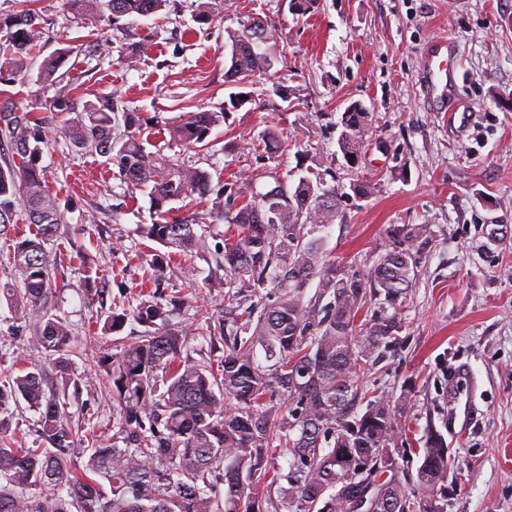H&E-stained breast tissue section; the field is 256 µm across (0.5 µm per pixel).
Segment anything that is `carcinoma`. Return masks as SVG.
Wrapping results in <instances>:
<instances>
[{
  "label": "carcinoma",
  "mask_w": 512,
  "mask_h": 512,
  "mask_svg": "<svg viewBox=\"0 0 512 512\" xmlns=\"http://www.w3.org/2000/svg\"><path fill=\"white\" fill-rule=\"evenodd\" d=\"M24 5L0 14V32L8 38L0 63V83H10L26 68V58L42 34V17ZM169 0H66L75 11L107 7L112 20L147 17L166 9ZM321 0H289V10L304 17ZM224 11V0H198L195 21ZM267 25L252 21L231 35L228 73L241 81L267 75L277 61L267 47ZM60 48L44 60L41 81L54 88L53 109L71 115L64 130L78 149H91L116 166L127 189L150 199L152 222L137 225L142 239L160 246L152 253L149 280H162L180 257L198 250L203 240L192 218L172 216L174 202L201 203L214 192L213 175L161 150L150 151L140 137V117L120 102L79 112L71 89L54 75L69 56ZM224 121V112L203 110L169 128L170 140L195 148ZM371 125L360 103L342 113L337 146L345 166L358 170ZM124 127L123 137L114 131ZM0 134L10 145L11 162L0 165V235L14 224L13 199H21L34 230L15 237L13 265L20 287L0 293L20 299L32 323L33 341L56 357L67 377L76 347L70 324L54 313L51 280L57 262L46 244L60 235L64 216L46 189L39 166L42 125L0 100ZM332 167L282 182L250 200L240 199L235 183L221 186L220 217L228 225L216 263L224 268V315L219 336L231 338L222 356L205 361L188 353L194 330L169 321L170 301L158 291L136 304L108 314L105 335L123 330L128 320L144 327L134 341L117 340L114 352L101 356L94 373H103L119 405L116 422L125 447L90 431H74L66 418V390L46 391L39 368L4 374L0 381V512H262L260 489L285 481L284 494L294 512H347L350 497L372 479L377 512H446L438 486L448 479V443L428 431L418 470L421 493L411 499L390 480L371 473L390 448L397 426L389 405L371 400L354 412L362 392L357 372L378 361L403 330L402 299L416 279L419 260L432 241L426 224H394V247L362 274H350L323 259L316 233L338 217L346 195L327 180ZM85 285L93 290V259L76 251ZM318 281L310 298L306 288ZM268 288L274 301L263 300ZM383 314L363 319L370 305ZM262 349L272 365L258 363ZM39 414V446L28 448L11 432L21 403ZM290 456L287 473L273 456Z\"/></svg>",
  "instance_id": "carcinoma-1"
}]
</instances>
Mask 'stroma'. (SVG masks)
Instances as JSON below:
<instances>
[{
    "instance_id": "1",
    "label": "stroma",
    "mask_w": 512,
    "mask_h": 512,
    "mask_svg": "<svg viewBox=\"0 0 512 512\" xmlns=\"http://www.w3.org/2000/svg\"><path fill=\"white\" fill-rule=\"evenodd\" d=\"M44 30L30 51L26 72L9 88L18 111L42 118L46 132L40 165L46 186L64 214L61 235L48 246L57 259L56 308L80 343L72 376L111 352L98 333L97 316L122 309L143 288L144 266L129 262L138 248V225L150 220V199L132 193L118 169L92 150H73L62 128L67 116L51 105L52 89L38 79L56 49L71 53L56 77L74 90L76 105L118 100L138 112L142 135L166 155L237 178L246 195L266 192L275 176L296 184L300 165H313L315 148L337 149L327 124L338 123L354 102L372 115L357 175L369 197L341 199L339 215L322 232L324 254L341 269L361 271L392 249L394 224H426L433 241L402 305L405 327L385 360L366 366L355 383L382 397L394 411V475L407 495H417V471L429 430L448 431V377L468 365L475 379L471 420L449 442L444 492L447 512H512V239L489 240L495 224L512 225V0H322L303 18L288 0H224V12L196 23L192 0H173L169 11L112 21L77 13L65 0H34ZM262 19L269 46L282 57L271 77L247 87L228 82V36ZM451 38L460 62L456 97L471 113L456 131L447 113L431 111L421 86L422 52L435 38ZM144 53L124 62L129 44ZM286 96L276 94V87ZM249 99L215 127L203 151L179 149L168 130L188 115L219 111L230 94ZM287 134L274 153L257 150L268 128ZM202 251L186 257L195 272L187 285L172 269L166 294L203 290L204 310L189 306L174 324L191 325V354L210 351L208 321L224 305V272L215 249L225 224L216 206L198 208ZM85 247L98 273V294L70 255ZM22 306L0 301V372L37 366L47 386H61L54 360L30 336ZM73 428L112 436L119 407L105 378L68 398Z\"/></svg>"
}]
</instances>
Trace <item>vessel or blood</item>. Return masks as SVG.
<instances>
[{
	"mask_svg": "<svg viewBox=\"0 0 512 512\" xmlns=\"http://www.w3.org/2000/svg\"><path fill=\"white\" fill-rule=\"evenodd\" d=\"M422 62V86L426 98L433 104L447 105L450 119L467 123L470 113L455 98L459 60L453 41L445 36L431 41L423 50ZM470 409L467 374L461 369L449 387L448 417L454 420L468 416Z\"/></svg>",
	"mask_w": 512,
	"mask_h": 512,
	"instance_id": "b4317fda",
	"label": "vessel or blood"
}]
</instances>
